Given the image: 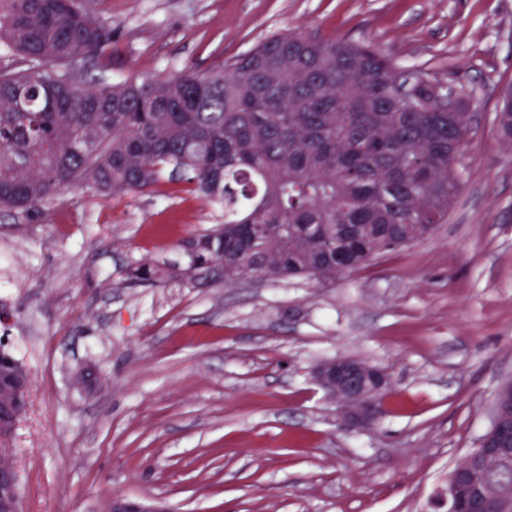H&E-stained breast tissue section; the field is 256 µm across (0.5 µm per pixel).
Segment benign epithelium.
<instances>
[{"label": "benign epithelium", "mask_w": 512, "mask_h": 512, "mask_svg": "<svg viewBox=\"0 0 512 512\" xmlns=\"http://www.w3.org/2000/svg\"><path fill=\"white\" fill-rule=\"evenodd\" d=\"M314 377L340 407L349 425L370 428L376 423L382 394L390 386L389 376L385 372H374L367 364L356 359L336 358L319 364L315 368ZM27 399V382L22 372L17 371L9 377L0 378V430L14 432L25 411ZM492 413L491 433L480 443V447L485 449L483 462L487 465L496 462V455L488 445L489 439L507 430L498 407H493ZM18 485L12 449L3 445L0 447V512H20ZM467 485L469 474L466 472H458L448 481L441 492L442 502L448 506V512H465L461 506L459 489ZM111 512H163V509L152 504L115 499L112 501Z\"/></svg>", "instance_id": "obj_1"}]
</instances>
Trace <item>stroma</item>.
I'll use <instances>...</instances> for the list:
<instances>
[{"label":"stroma","instance_id":"stroma-1","mask_svg":"<svg viewBox=\"0 0 512 512\" xmlns=\"http://www.w3.org/2000/svg\"><path fill=\"white\" fill-rule=\"evenodd\" d=\"M118 81L220 68L294 30L373 45L471 92L477 128L448 221L335 282L140 287L221 220L189 184L63 191L0 211V346L30 377L9 442L21 512H439L512 380V0H98ZM347 357L392 385L368 429L315 382ZM510 87L505 90L501 96L496 109V121L497 130L499 136L512 144V99L510 98L509 90ZM509 100V102L507 101ZM509 114H511V120L509 122Z\"/></svg>","mask_w":512,"mask_h":512}]
</instances>
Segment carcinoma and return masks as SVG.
<instances>
[{"label": "carcinoma", "mask_w": 512, "mask_h": 512, "mask_svg": "<svg viewBox=\"0 0 512 512\" xmlns=\"http://www.w3.org/2000/svg\"><path fill=\"white\" fill-rule=\"evenodd\" d=\"M112 28L87 0H0V209L30 212L72 186L142 192L189 183L224 223L185 242V267L140 263L136 282L182 285L288 277L336 281L423 236L448 215L473 132L470 95L438 111L448 85L369 45L297 31L224 68L112 83L95 75ZM512 95L496 109L512 143ZM486 512H512V443Z\"/></svg>", "instance_id": "obj_1"}]
</instances>
